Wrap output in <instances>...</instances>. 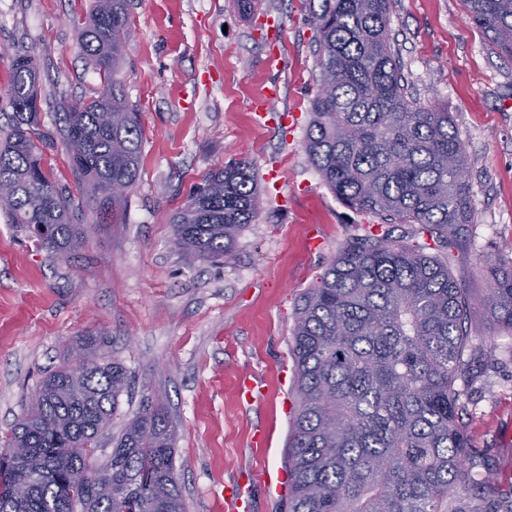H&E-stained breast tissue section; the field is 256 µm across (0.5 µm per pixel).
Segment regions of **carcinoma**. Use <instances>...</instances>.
<instances>
[{
  "instance_id": "obj_1",
  "label": "carcinoma",
  "mask_w": 512,
  "mask_h": 512,
  "mask_svg": "<svg viewBox=\"0 0 512 512\" xmlns=\"http://www.w3.org/2000/svg\"><path fill=\"white\" fill-rule=\"evenodd\" d=\"M493 50L512 60V0H463ZM392 0H318L319 88L304 144L322 181L346 206L384 223L417 224L448 236L471 221L467 155L448 113L413 97L397 41ZM131 36L127 0H95L77 43L104 87L56 113L57 133L99 224H120L133 187L142 130L109 87ZM36 53L13 59L0 113V212L42 246L65 254L83 241L67 188L42 166L52 141L39 129ZM259 213L258 176L245 160L212 171L171 219L174 245L204 261L233 258L240 231ZM484 309L512 330V264L486 261ZM465 291L449 260L424 246L368 234L348 243L296 308L292 354L298 406L288 437V512H457L462 488L495 495L497 474L471 447L470 415L456 382L465 359ZM44 377L0 454V512H185L174 462L175 427L146 403L112 439L110 463L88 459L129 391L127 369L88 332Z\"/></svg>"
}]
</instances>
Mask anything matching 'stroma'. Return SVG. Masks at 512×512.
<instances>
[{
  "label": "stroma",
  "mask_w": 512,
  "mask_h": 512,
  "mask_svg": "<svg viewBox=\"0 0 512 512\" xmlns=\"http://www.w3.org/2000/svg\"><path fill=\"white\" fill-rule=\"evenodd\" d=\"M94 0H0V110L13 57L39 56L40 120L55 129L63 101L87 100L102 86L77 46ZM305 0H130L132 37L118 73L143 130L140 176L119 224L96 223L61 141L44 148V168L66 186L86 241L56 255L0 213V438L22 417L42 379L77 336H107L106 353L128 371L131 394L92 458L104 464L128 417L143 400L164 407L176 429L175 467L187 512H219L245 485L251 512H286L287 497L254 478L285 464L296 398L292 356L296 308L330 261L367 230L411 244V224L382 225L341 203L309 163L303 144L318 69ZM284 23L285 62L271 69L267 20ZM389 30L418 102L451 113L475 160L471 222L458 230L452 273L472 304L471 364L456 386L469 400L468 432L512 494V330L480 305L488 294L482 265L512 260V60L493 50L463 0H395ZM277 85L275 120L258 124L248 108ZM247 160L259 183V215L237 240L233 259L198 260L172 240L174 212L209 171ZM271 169L283 180L264 181ZM318 242H311V234ZM265 395L249 402L239 379ZM271 446L256 450L255 429Z\"/></svg>",
  "instance_id": "1"
}]
</instances>
